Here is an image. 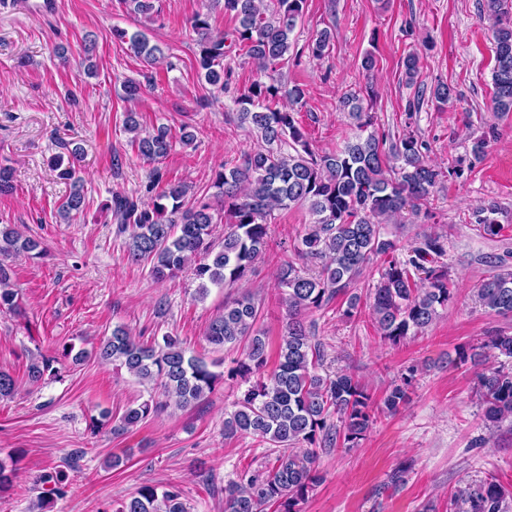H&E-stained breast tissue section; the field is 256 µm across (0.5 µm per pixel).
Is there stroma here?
I'll list each match as a JSON object with an SVG mask.
<instances>
[{
  "label": "stroma",
  "mask_w": 512,
  "mask_h": 512,
  "mask_svg": "<svg viewBox=\"0 0 512 512\" xmlns=\"http://www.w3.org/2000/svg\"><path fill=\"white\" fill-rule=\"evenodd\" d=\"M44 14L41 0H9L0 8V166L13 170V188L0 194V226L15 227L43 250L34 258L7 259L10 288L19 309L0 312V370L16 381L12 398L0 400V457L21 451L12 487L0 493V512H32L48 469L62 470L66 493L50 512H112L144 485L182 488L188 512H224V485L266 470L274 460L267 444L250 435L228 439L224 417L240 394L224 381L198 403L166 409L137 427L121 429L127 407L161 397L126 370L99 361L94 351L123 327L140 341L177 336L206 361H223L224 351L206 340L210 321L223 310L227 288L197 293L191 273L157 281L147 264L127 258L126 238L105 205L113 193L151 202L154 172L182 182L197 197L211 195L218 166L256 147L241 125L228 94L208 84L196 63V13H209L214 33L237 27L235 18L208 0H160L158 15L128 11L120 0H53ZM482 0H306L293 32L296 54L282 70L285 86L304 88L297 118L313 148L336 150L355 128L342 99L370 87L366 108L380 129L395 139L413 129L428 144L429 159L441 169L461 165L434 193L433 217L387 224L390 235L409 242L438 233L447 240L445 262L453 298L422 333L398 345L385 342L369 310L367 296L378 279L381 259L368 263L349 293L361 297L356 316L345 317L348 295L340 294L313 312L314 340L325 356L324 373L352 374L382 401L408 367L417 370L409 400L397 413H379L359 445L317 451L321 482L300 502L299 512H453L451 497L465 482L496 478L512 490V421L488 429L479 405L476 369L456 362V350L493 330L512 332V317L480 306L476 290L500 266H512V112L492 111L493 41L480 15ZM144 35L162 52L147 64L112 37L113 28ZM332 30L328 55L310 58L307 44ZM373 53V73L361 67ZM416 53L421 79L431 87L452 85L457 97L442 105L425 101L415 114L407 108L402 61ZM93 74H85L86 62ZM141 83L133 101L125 81ZM136 113L143 130L164 126L172 146L154 161L143 159L125 129ZM194 135L180 141L182 130ZM491 132L480 159L469 155L471 141ZM79 149L75 162L85 208L63 222L58 207L71 191L50 166L55 155ZM497 201L500 235L481 237L473 213ZM308 210L278 211L270 227L269 250L242 284L256 293L261 326L280 342L288 307L277 284L282 263L296 260L294 246ZM84 351L76 362L62 356L67 345ZM59 360L55 379L30 382V364ZM105 417L99 434L92 419ZM120 458L112 466V458ZM411 468L399 484L393 470Z\"/></svg>",
  "instance_id": "stroma-1"
}]
</instances>
